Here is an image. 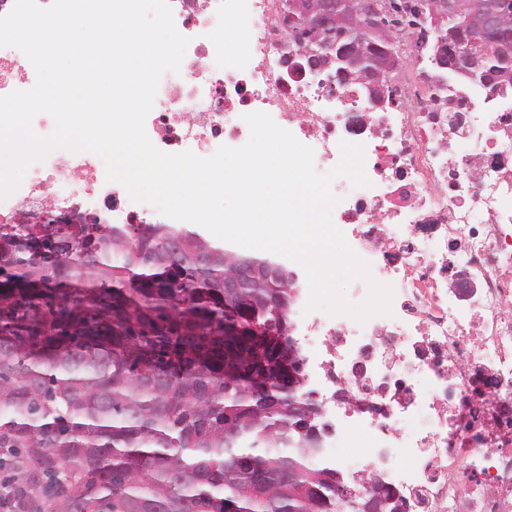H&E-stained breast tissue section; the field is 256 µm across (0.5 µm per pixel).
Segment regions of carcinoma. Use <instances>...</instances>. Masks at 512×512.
I'll return each mask as SVG.
<instances>
[{
	"instance_id": "cac0c4a2",
	"label": "carcinoma",
	"mask_w": 512,
	"mask_h": 512,
	"mask_svg": "<svg viewBox=\"0 0 512 512\" xmlns=\"http://www.w3.org/2000/svg\"><path fill=\"white\" fill-rule=\"evenodd\" d=\"M364 59L433 0H377ZM433 19L436 41L474 39L475 76L512 87V0ZM256 304L228 336L224 277ZM288 261L215 245L185 224L0 225V489L21 483L31 512H341L337 469L314 467L302 409L260 404L288 362L271 335ZM298 479L288 485V468Z\"/></svg>"
}]
</instances>
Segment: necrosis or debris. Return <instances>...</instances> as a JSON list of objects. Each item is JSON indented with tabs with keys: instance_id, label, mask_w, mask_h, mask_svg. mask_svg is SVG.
I'll use <instances>...</instances> for the list:
<instances>
[{
	"instance_id": "necrosis-or-debris-1",
	"label": "necrosis or debris",
	"mask_w": 512,
	"mask_h": 512,
	"mask_svg": "<svg viewBox=\"0 0 512 512\" xmlns=\"http://www.w3.org/2000/svg\"><path fill=\"white\" fill-rule=\"evenodd\" d=\"M189 44L145 120L161 151L200 157L250 136L269 114L332 167L364 147L369 186L338 190L347 243L392 285L391 315L360 324L306 311L296 280L288 326L338 432L323 447L361 462L409 512H512V88L420 69L373 107L362 85L313 65L291 35L288 0H170ZM0 47V96L34 86ZM148 224L155 207L106 179L98 155L57 149L0 201V224L44 212Z\"/></svg>"
}]
</instances>
